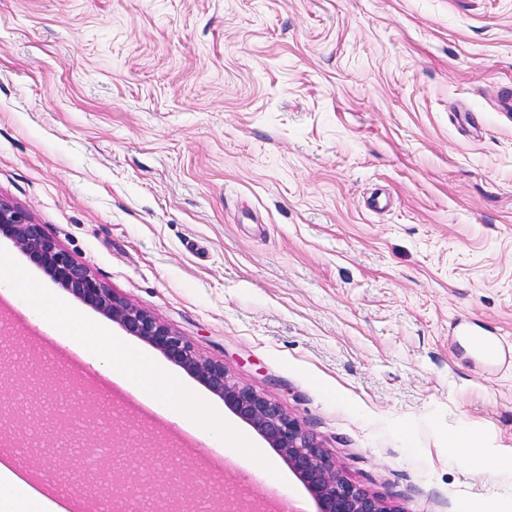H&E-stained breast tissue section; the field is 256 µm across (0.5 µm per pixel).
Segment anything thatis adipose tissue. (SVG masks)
Segmentation results:
<instances>
[{
	"label": "adipose tissue",
	"instance_id": "1",
	"mask_svg": "<svg viewBox=\"0 0 512 512\" xmlns=\"http://www.w3.org/2000/svg\"><path fill=\"white\" fill-rule=\"evenodd\" d=\"M77 351L93 349L103 370L118 377L127 387L160 408L175 406L184 419L194 422L206 437H224V421L201 405L180 396L174 382L141 356L125 359L122 346L102 332H72L68 338ZM0 499L9 501L14 512H63L59 505L28 486L5 464L0 463Z\"/></svg>",
	"mask_w": 512,
	"mask_h": 512
}]
</instances>
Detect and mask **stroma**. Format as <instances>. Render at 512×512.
Segmentation results:
<instances>
[{"label": "stroma", "mask_w": 512, "mask_h": 512, "mask_svg": "<svg viewBox=\"0 0 512 512\" xmlns=\"http://www.w3.org/2000/svg\"><path fill=\"white\" fill-rule=\"evenodd\" d=\"M512 0H0V199L130 305L298 419L390 512H512ZM26 288L145 355L220 415L224 438L173 448L199 497L227 482L306 497L223 400L34 267ZM0 279V398L42 433L112 381L70 357ZM121 464L156 473L169 426L117 412ZM71 447L10 460L65 512ZM486 462L474 474L471 455Z\"/></svg>", "instance_id": "1"}]
</instances>
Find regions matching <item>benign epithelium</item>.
Masks as SVG:
<instances>
[{
	"mask_svg": "<svg viewBox=\"0 0 512 512\" xmlns=\"http://www.w3.org/2000/svg\"><path fill=\"white\" fill-rule=\"evenodd\" d=\"M0 231L40 265L51 279L68 292L180 364L209 390L224 400V406L274 448L301 479L317 504V512H388L381 499L348 479L317 439L275 403L234 382L224 364L198 358L182 337L149 314L113 295L83 264L73 260L32 222L22 208L0 200ZM140 482L111 462L103 464L97 495L110 498L117 488L131 492ZM189 492L174 484L168 498L173 509H185Z\"/></svg>",
	"mask_w": 512,
	"mask_h": 512,
	"instance_id": "1",
	"label": "benign epithelium"
}]
</instances>
